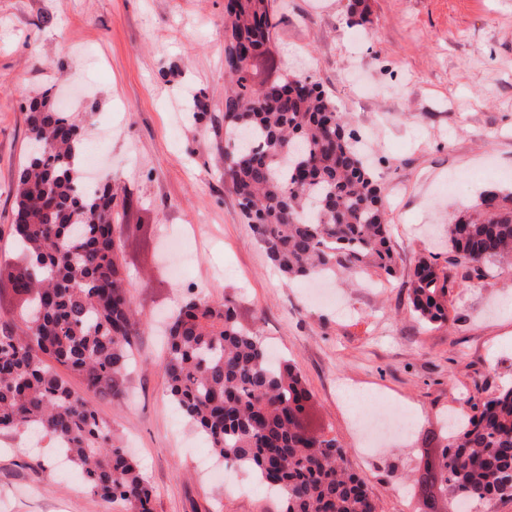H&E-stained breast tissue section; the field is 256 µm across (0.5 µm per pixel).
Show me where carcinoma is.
Instances as JSON below:
<instances>
[{"mask_svg": "<svg viewBox=\"0 0 512 512\" xmlns=\"http://www.w3.org/2000/svg\"><path fill=\"white\" fill-rule=\"evenodd\" d=\"M271 0L224 5V176L270 262L288 282L374 271L397 277L380 187L365 164L347 113L311 77L254 82L237 65L270 39ZM53 87L27 107L30 141L17 171L10 235L24 263L0 266L17 303L0 324V433L52 440L87 491L128 512H153L139 460L112 425L47 360L118 403L127 392L141 323L125 288L115 241L117 193L86 192L74 167L82 120L55 106ZM448 264L475 272L512 266V195L487 193L474 214L448 225ZM426 327L448 321V276L421 257L402 281ZM267 345L238 320L232 302L188 300L167 331L162 364L168 395L215 455L245 468L281 496V512H377L336 438L306 424L310 392L295 367L269 363ZM448 424L432 467L439 493L463 502L512 496V388L473 404Z\"/></svg>", "mask_w": 512, "mask_h": 512, "instance_id": "carcinoma-1", "label": "carcinoma"}]
</instances>
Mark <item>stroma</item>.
<instances>
[{
  "label": "stroma",
  "instance_id": "stroma-1",
  "mask_svg": "<svg viewBox=\"0 0 512 512\" xmlns=\"http://www.w3.org/2000/svg\"><path fill=\"white\" fill-rule=\"evenodd\" d=\"M225 0H0V262H18L9 228L27 151L26 105L47 85L56 106L102 139L100 178L132 198L117 236L144 325L130 394L119 404L63 377L134 451L154 512H280L244 471L200 467L206 440L166 395L160 326L185 299L232 300L240 322L286 357L310 391L307 423L334 437L379 512H448L418 480L448 411L512 386V268L479 279L448 258V226L490 191L512 190V0H275L254 80L311 76L349 114L386 198L400 256L435 257L450 281L447 326L423 327L400 281L337 275V303L310 300L271 266L224 176ZM210 111L197 121L191 97ZM188 238L182 270L168 240ZM421 419L369 459L354 413ZM228 470L226 483L215 471ZM0 512H123L60 472L49 439L0 436Z\"/></svg>",
  "mask_w": 512,
  "mask_h": 512
}]
</instances>
